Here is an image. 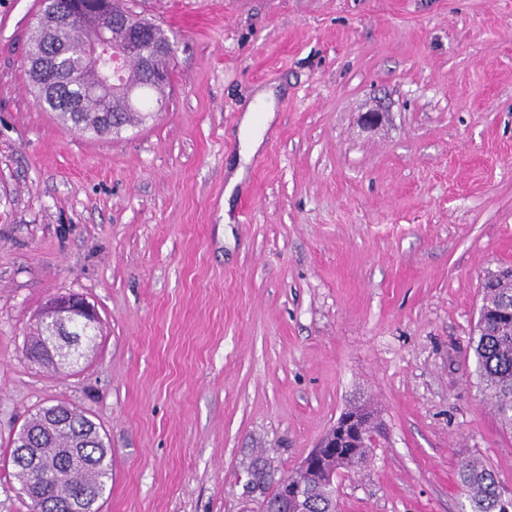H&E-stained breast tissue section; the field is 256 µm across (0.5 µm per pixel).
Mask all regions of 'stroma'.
Returning <instances> with one entry per match:
<instances>
[{"mask_svg":"<svg viewBox=\"0 0 512 512\" xmlns=\"http://www.w3.org/2000/svg\"><path fill=\"white\" fill-rule=\"evenodd\" d=\"M127 5L174 46L165 106L89 138L36 103L45 0H0V512H28L4 459L59 402L108 438L100 512H243L258 450L292 471L362 403L385 436L337 512H462L471 458L512 492L471 343L512 263V0ZM264 87L274 119L228 189ZM69 292L99 336L54 372L25 338Z\"/></svg>","mask_w":512,"mask_h":512,"instance_id":"1","label":"stroma"}]
</instances>
